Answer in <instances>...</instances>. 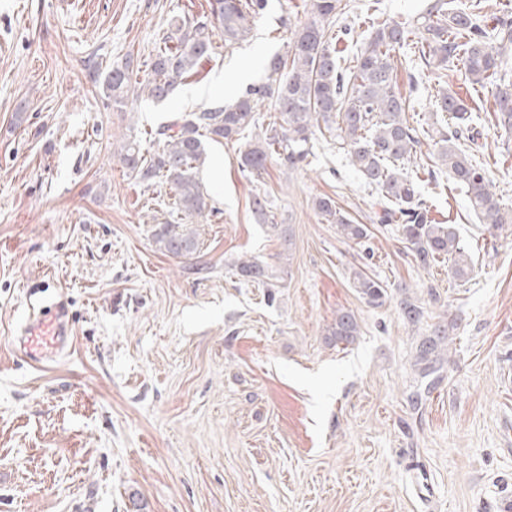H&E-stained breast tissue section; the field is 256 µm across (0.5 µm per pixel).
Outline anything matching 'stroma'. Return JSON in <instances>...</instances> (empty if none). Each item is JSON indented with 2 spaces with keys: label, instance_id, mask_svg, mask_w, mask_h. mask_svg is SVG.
<instances>
[{
  "label": "stroma",
  "instance_id": "obj_1",
  "mask_svg": "<svg viewBox=\"0 0 512 512\" xmlns=\"http://www.w3.org/2000/svg\"><path fill=\"white\" fill-rule=\"evenodd\" d=\"M209 0H0V512H503L512 503V231L494 232L444 176L429 178L435 100L456 93L473 112L476 155L512 203V130L498 126L490 87L461 64L407 67L393 53L407 117L418 127L410 164L436 221L455 225L473 255L468 281L447 263L418 267L398 225L374 219L385 201L350 165L336 135H315L298 169L243 176L241 151L275 111L263 103L238 141L211 142L199 178L213 216L192 224V261L163 254L154 224L179 223L169 185L146 186L120 162L124 139L157 147L174 113L233 102L265 81L307 22L311 0H267L247 41L215 50L157 106L106 105L88 64L149 61L171 15L199 17ZM431 0H348L355 58L372 20L408 30ZM267 197L293 247L252 212ZM327 195L370 239L342 238L314 207ZM255 258L280 284L275 300L237 275ZM388 289L365 303L351 272ZM48 282L68 300L75 347L44 368L12 346L27 288ZM409 293L422 323L399 316ZM360 326L327 341L338 311ZM454 318L452 357L420 407L417 342Z\"/></svg>",
  "mask_w": 512,
  "mask_h": 512
}]
</instances>
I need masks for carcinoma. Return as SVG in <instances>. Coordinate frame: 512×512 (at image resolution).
Returning <instances> with one entry per match:
<instances>
[{"instance_id": "carcinoma-1", "label": "carcinoma", "mask_w": 512, "mask_h": 512, "mask_svg": "<svg viewBox=\"0 0 512 512\" xmlns=\"http://www.w3.org/2000/svg\"><path fill=\"white\" fill-rule=\"evenodd\" d=\"M209 14L198 19L174 16L170 29L149 63L150 74L139 86L132 85L134 72L130 59L111 66L102 82L106 105H121L131 94L156 102L169 98L185 75L209 58L214 50V32H220L227 45L245 40L255 19L265 8V0H210ZM343 15L341 0H311L308 21L294 30L289 56L275 55L267 62L268 77L263 83L248 87L233 103L203 108L175 117L157 132L158 148L147 154L133 139L121 147L120 160L128 175L151 185L162 180L174 193V209L186 219L205 218L212 212L211 199L198 178L205 164V140L232 142L255 124L259 104L272 101L280 122L267 125L265 131L240 154L238 165L245 175H260L275 159L289 170L298 168L308 155L307 145L316 129L325 126L339 132L347 147L351 164L369 184L378 187L393 203L376 215L382 224L401 228L406 248L424 268L448 261V276L466 281L473 271V260L451 224H434L421 198L417 180L403 173L401 164L417 157L421 140L406 118L407 99L398 91L391 52L407 44L409 31L396 22L384 21L372 27L369 41L357 54L354 65H341L330 40L351 33L339 26L336 36L330 26ZM486 16L472 4L445 8L436 0L421 23L419 58L425 66L441 70L459 61L465 79L482 85L499 77L495 86V116L499 125L512 130V80L504 44L512 43V21ZM442 112L454 123L435 142L439 170L453 183L466 189L471 208L482 223L501 230L512 224V207L506 206L493 190L481 163L472 153L474 127L467 106L454 94L444 92L438 99ZM317 212L336 225L338 233L355 244L368 241L369 230L355 224L336 206L330 196L314 201ZM252 210L258 223L293 246L291 228L269 222L268 200L256 196ZM152 238L158 249L175 258L191 259L199 249L196 233L183 230L181 224L158 223ZM236 273L267 288L275 287L266 268L246 259L235 263ZM353 286L367 304L384 305L388 290L361 269L352 271ZM400 315L409 325L421 322L424 312L418 301L406 296L400 301ZM453 322L441 321L420 337L414 367L421 381L412 395L417 403L443 380L444 365L449 360L448 342ZM360 334L354 314L336 313L328 330V340L353 343Z\"/></svg>"}]
</instances>
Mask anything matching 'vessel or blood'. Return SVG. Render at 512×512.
<instances>
[{
  "instance_id": "obj_1",
  "label": "vessel or blood",
  "mask_w": 512,
  "mask_h": 512,
  "mask_svg": "<svg viewBox=\"0 0 512 512\" xmlns=\"http://www.w3.org/2000/svg\"><path fill=\"white\" fill-rule=\"evenodd\" d=\"M69 310L64 302L40 299L39 311L31 315L14 339L27 363L42 367L68 355L73 348Z\"/></svg>"
}]
</instances>
